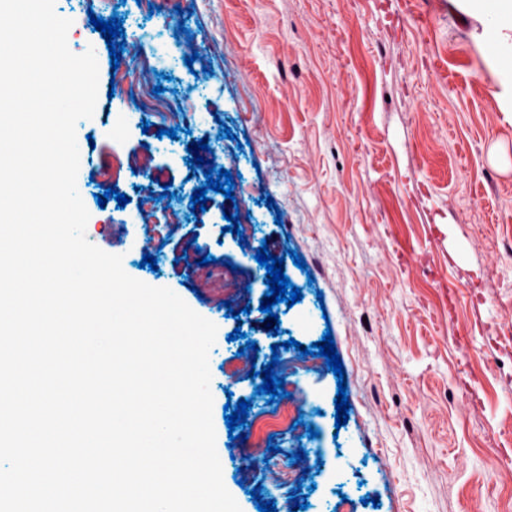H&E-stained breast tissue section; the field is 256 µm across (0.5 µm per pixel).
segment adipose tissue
I'll return each instance as SVG.
<instances>
[{
  "label": "adipose tissue",
  "mask_w": 512,
  "mask_h": 512,
  "mask_svg": "<svg viewBox=\"0 0 512 512\" xmlns=\"http://www.w3.org/2000/svg\"><path fill=\"white\" fill-rule=\"evenodd\" d=\"M489 21L491 34L483 40L488 57L499 60L495 78L502 87L512 88V0H475Z\"/></svg>",
  "instance_id": "obj_1"
}]
</instances>
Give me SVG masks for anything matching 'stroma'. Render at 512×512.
<instances>
[{
	"label": "stroma",
	"instance_id": "obj_1",
	"mask_svg": "<svg viewBox=\"0 0 512 512\" xmlns=\"http://www.w3.org/2000/svg\"><path fill=\"white\" fill-rule=\"evenodd\" d=\"M54 9L79 33L73 52L99 49L84 134L127 116L111 149L82 147L80 193L91 223L124 214L141 246L117 234L95 244L216 324V451L241 512H258L261 499L293 512L296 490L306 512H467L495 478L493 461L512 455V434L500 431L512 422V338L499 330L512 315V90L496 84L483 53L485 17L468 0H55ZM93 15L122 19L119 67L155 109L109 96V50ZM163 128L175 137H158ZM202 138L236 181L230 199L207 190L198 216L190 197L206 179L187 149ZM110 188L128 203L99 206ZM240 208L247 228L223 232ZM263 246L303 295L273 306L275 333L259 310ZM290 249L305 268L286 259ZM179 252L211 262L189 277ZM147 254L156 269L141 267ZM231 274L241 290L228 308ZM237 328L242 338L230 340ZM327 333L351 405L341 427L323 358L271 351ZM274 357L291 400L256 394L261 377L232 374ZM242 398L252 407L233 441L224 407ZM300 449L305 459L290 460Z\"/></svg>",
	"mask_w": 512,
	"mask_h": 512
}]
</instances>
